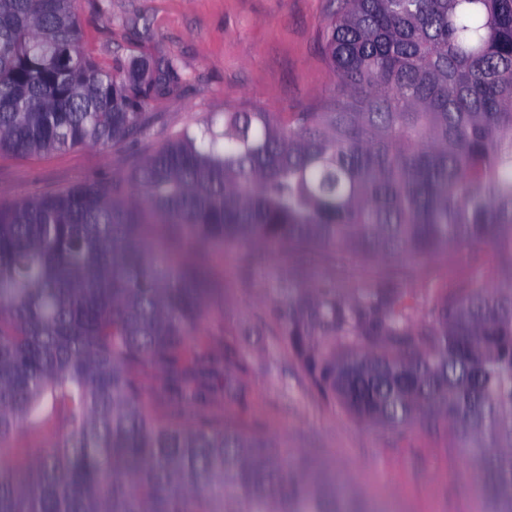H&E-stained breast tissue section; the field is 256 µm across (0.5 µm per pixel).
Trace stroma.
I'll use <instances>...</instances> for the list:
<instances>
[{
	"mask_svg": "<svg viewBox=\"0 0 512 512\" xmlns=\"http://www.w3.org/2000/svg\"><path fill=\"white\" fill-rule=\"evenodd\" d=\"M339 0H76L82 42L100 62L154 63L176 59L182 82L154 98L157 122L138 141L87 146L38 157L0 155V202L51 193L92 179L129 173L146 155L211 113L260 109L296 112L334 87L323 48L324 26ZM382 267L357 265L339 273L265 253L248 277L227 250L212 286L216 297L197 330L198 347L227 344L244 358L237 396L216 411L244 415L250 428L291 456L315 463L324 484L341 480L351 512H491L476 484L479 466L455 448L439 424L395 431L372 426L309 381L273 314L288 288L333 284L342 298H359ZM500 259L480 246L465 262L436 260L394 280L414 317L452 288L499 283Z\"/></svg>",
	"mask_w": 512,
	"mask_h": 512,
	"instance_id": "obj_1",
	"label": "stroma"
}]
</instances>
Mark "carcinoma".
Here are the masks:
<instances>
[{"mask_svg":"<svg viewBox=\"0 0 512 512\" xmlns=\"http://www.w3.org/2000/svg\"><path fill=\"white\" fill-rule=\"evenodd\" d=\"M74 2L0 0V155L136 139L178 87L173 59L120 79L91 57ZM340 2L316 107L213 113L126 177L0 203V441L60 429L26 492L0 463V512H347L244 419L148 410V372L216 401L214 359L187 353L226 244L243 277L265 248L391 279L492 245L508 284L441 295L422 328L382 284L355 303L289 288L275 314L315 385L380 428L441 423L512 512V0ZM338 333L362 347L336 354ZM240 364L224 350L226 397Z\"/></svg>","mask_w":512,"mask_h":512,"instance_id":"obj_1","label":"carcinoma"}]
</instances>
